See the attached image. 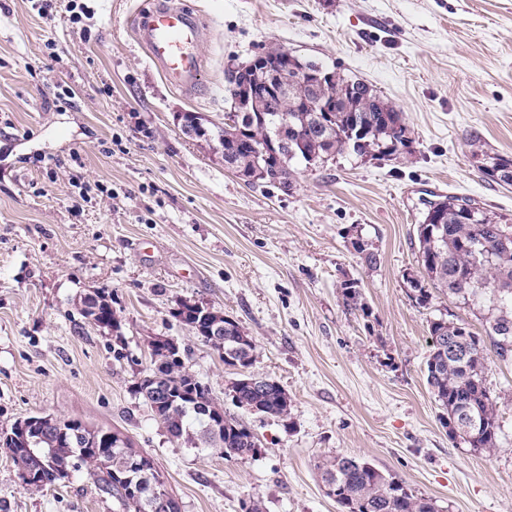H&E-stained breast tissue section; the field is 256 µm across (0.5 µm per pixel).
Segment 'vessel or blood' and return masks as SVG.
I'll return each instance as SVG.
<instances>
[{
	"label": "vessel or blood",
	"mask_w": 512,
	"mask_h": 512,
	"mask_svg": "<svg viewBox=\"0 0 512 512\" xmlns=\"http://www.w3.org/2000/svg\"><path fill=\"white\" fill-rule=\"evenodd\" d=\"M138 38L167 81L183 90L198 86L202 36L199 18L179 0H160L142 11Z\"/></svg>",
	"instance_id": "obj_1"
}]
</instances>
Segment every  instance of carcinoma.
Returning a JSON list of instances; mask_svg holds the SVG:
<instances>
[{
	"mask_svg": "<svg viewBox=\"0 0 512 512\" xmlns=\"http://www.w3.org/2000/svg\"><path fill=\"white\" fill-rule=\"evenodd\" d=\"M349 81L351 78L336 73L331 90L339 99L340 111L332 119L320 112L303 111L311 91L289 75L281 77L276 88L265 95L263 111L245 106L232 125H215L201 133L192 126L187 134L222 146L224 167L245 182L259 180L285 190L295 173L290 162L296 158L316 165L347 150L375 159L393 155L405 145L409 133L403 113L370 85L363 82L355 87ZM281 115L288 117L302 139L294 156L287 150L275 155L269 147L273 135L269 119ZM485 171L492 179L512 185V160L494 157ZM460 206L459 199L448 197L439 203L436 216L426 212L417 224L423 280L414 282L412 291L417 304L428 305L431 293L423 285L426 281L481 315L483 337L445 314L429 321L427 383L442 410L443 425H448L461 405L470 406L479 422L477 435L461 434L459 438L473 450L490 454L499 448L501 425L496 399L486 383L489 352L502 360L512 356V224L475 205L465 215ZM341 289L347 306L365 308L357 282L345 281ZM79 305L83 317L93 324L112 331L120 329L110 293H87ZM172 316L194 335H205L207 323L193 315L189 302L179 303ZM149 347L151 356L165 365L162 372L174 396V404L163 410L168 433L186 443L197 439L219 448L226 460L254 455L258 440L229 414L224 415V443L204 439L218 402L209 390L198 387L195 375L183 363L169 362L165 347L153 342ZM224 353L228 355L224 364L243 369L240 378L231 383L232 401L253 408L257 414L288 422L291 401L280 386L271 382L261 389L247 383L255 362V341L234 319H224ZM112 432L111 428L82 423L64 436H45L35 444L12 441L5 452L19 473L32 475L26 482L30 487L55 485L68 479L71 470L83 466L96 476L100 491L116 498L127 512H151V497L167 492L164 477L130 439L118 448L113 446ZM115 453L123 454L129 464L123 474L100 465L102 457ZM322 480L334 483L339 512H437L432 499L413 493L397 475L359 457L337 455L326 460Z\"/></svg>",
	"mask_w": 512,
	"mask_h": 512,
	"instance_id": "1",
	"label": "carcinoma"
}]
</instances>
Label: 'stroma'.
Segmentation results:
<instances>
[{"label": "stroma", "instance_id": "35a3bbf8", "mask_svg": "<svg viewBox=\"0 0 512 512\" xmlns=\"http://www.w3.org/2000/svg\"><path fill=\"white\" fill-rule=\"evenodd\" d=\"M149 0H67L53 18L0 0V429L43 412L119 429L152 458L181 512H338L319 466L364 458L438 512H512V358L487 385L502 437L491 454L452 440L426 382L428 322L483 327L440 292L416 304L424 200L470 199L512 222V186L478 153L512 159V0H184L204 26L199 93L173 88L137 38ZM55 49H48V42ZM270 47L364 80L411 134L394 155L295 163L288 190L246 184L183 112L223 125L224 73ZM67 93L70 102L57 106ZM104 193L80 197L81 182ZM364 239L378 255L367 266ZM357 280L366 311L340 285ZM104 290L120 333L85 319ZM221 310L255 344L291 420L237 408L223 355L173 318ZM174 338L186 368L259 440L257 455L170 439L131 386L148 340ZM0 512H125L86 468L32 489L0 450Z\"/></svg>", "mask_w": 512, "mask_h": 512}]
</instances>
